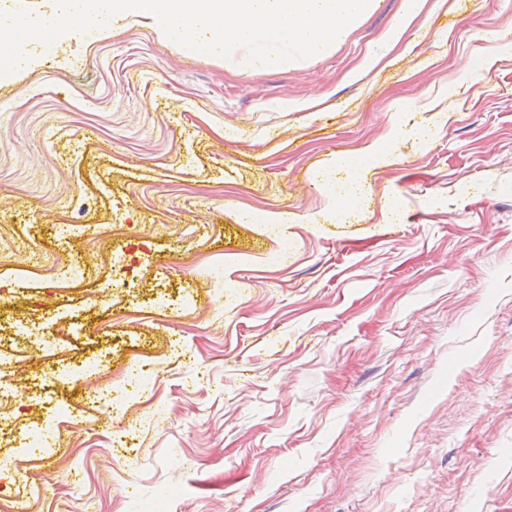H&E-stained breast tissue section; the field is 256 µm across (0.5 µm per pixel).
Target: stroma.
<instances>
[{"label":"stroma","instance_id":"obj_1","mask_svg":"<svg viewBox=\"0 0 512 512\" xmlns=\"http://www.w3.org/2000/svg\"><path fill=\"white\" fill-rule=\"evenodd\" d=\"M401 12L269 69L133 20L0 81V324L53 340L0 345V423L71 409L0 445L11 512H512V0ZM372 150L354 208L313 190Z\"/></svg>","mask_w":512,"mask_h":512}]
</instances>
